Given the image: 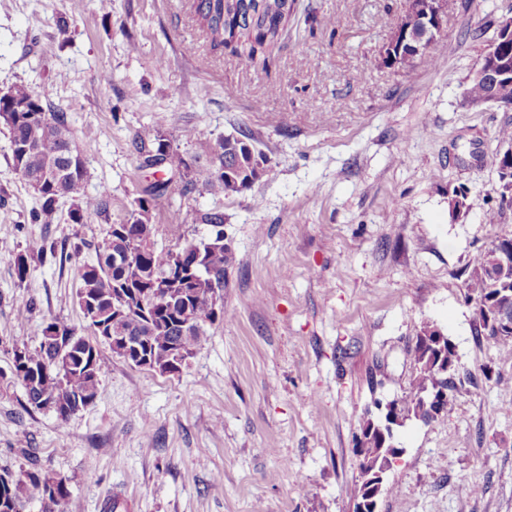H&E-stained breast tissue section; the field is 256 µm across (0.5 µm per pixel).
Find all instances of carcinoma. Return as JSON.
<instances>
[{
  "mask_svg": "<svg viewBox=\"0 0 512 512\" xmlns=\"http://www.w3.org/2000/svg\"><path fill=\"white\" fill-rule=\"evenodd\" d=\"M294 5L295 0H194L195 13L210 47L216 51L231 49L245 67L267 63L288 32ZM13 91V100L20 107V111L11 115L8 125L15 171L29 184L41 180L46 166L51 163L68 171L52 185L35 191L38 208L33 212V220L41 224L53 223L56 204L61 198L76 202L71 213L76 224L82 223L89 214L105 211L108 189L95 196L85 192L82 158H71L68 146L57 137V130L68 129L66 113L51 112L44 106L48 92L43 87L23 82L14 84ZM42 113L50 116L54 127L39 129L34 117ZM135 149L143 159L144 167H152L149 153L154 151L165 162L162 171L179 174L189 185L200 182L217 196L240 194L263 174L259 166L264 156L246 135L215 139L207 147L208 164L202 167H195L180 156L160 134L148 141L139 139L135 142ZM169 183L171 179L161 178L146 186L142 196L136 200L137 210L132 213V221L121 225L124 234L108 229L96 252V261L75 268L77 298L96 294L103 298V310L111 309L112 283L122 277V271L112 265L115 254L129 251L142 259L143 266L131 271L130 277L132 283L141 282L145 286L155 281L165 282L173 265L182 260L191 261L197 244L195 240H185L162 249L153 244L142 245L139 225L150 223V212L163 202ZM492 258L493 250L488 247L466 267V299L477 307L506 287L512 291V271L503 281L481 275ZM207 260V275L190 285L192 295L179 304L172 307L155 301L142 288L137 289L142 299L127 303L120 326L129 330L132 336L143 337L140 341L142 353L155 358L158 364L171 348H181L185 355H190L206 335V326L224 319V315L217 316L210 310V299L215 294L222 295L224 275L234 261V253L232 249L221 246L208 251ZM111 320L112 317L108 316L100 321H88V327L95 336L93 343L75 336L73 328L55 319L42 324L40 335L44 337L54 332L63 342H73L74 351L88 355V360L97 363L98 343L106 336V330L100 325ZM435 328L433 323H422L412 348L415 374L402 410L416 420L436 418L432 408L425 403L426 396L443 389L450 391L455 385L454 380L441 378L438 355L427 344L428 335ZM480 335L490 346L512 356V332L503 333L484 324ZM23 356L22 363L18 357H13V375L31 406L39 409L43 400H51L57 418L64 422L68 416L82 409L85 398L97 397L99 368H81L79 358L75 356L68 362L59 356L58 347L43 340L32 350L24 349ZM377 425V420L364 422L361 429L363 439L358 441L356 448L362 465L375 471L383 469L389 462L386 449L371 436ZM70 495L67 477H46L35 466L19 475L9 471L0 473V512H27L29 500L35 497L47 502L50 512H67Z\"/></svg>",
  "mask_w": 512,
  "mask_h": 512,
  "instance_id": "carcinoma-1",
  "label": "carcinoma"
}]
</instances>
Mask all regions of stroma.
<instances>
[{
    "mask_svg": "<svg viewBox=\"0 0 512 512\" xmlns=\"http://www.w3.org/2000/svg\"><path fill=\"white\" fill-rule=\"evenodd\" d=\"M192 2L0 0V88L45 87L86 193L110 190L83 223L68 199L33 223L0 126V471L67 476L68 512H354L362 424L405 397L428 321L457 346L456 387L447 414L396 428L379 512H512V357L478 338L464 288L473 255L512 232L497 138L512 109L464 103L512 0H447L434 64L409 71L377 63L406 0H297L266 69L212 51ZM242 132L267 159L251 189L217 197L176 178L152 218L169 247L223 213L225 319L176 373L100 346L98 395L67 422L28 405L13 351L52 318L90 336L74 269L156 179L135 140L162 134L202 166L210 141Z\"/></svg>",
    "mask_w": 512,
    "mask_h": 512,
    "instance_id": "obj_1",
    "label": "stroma"
}]
</instances>
